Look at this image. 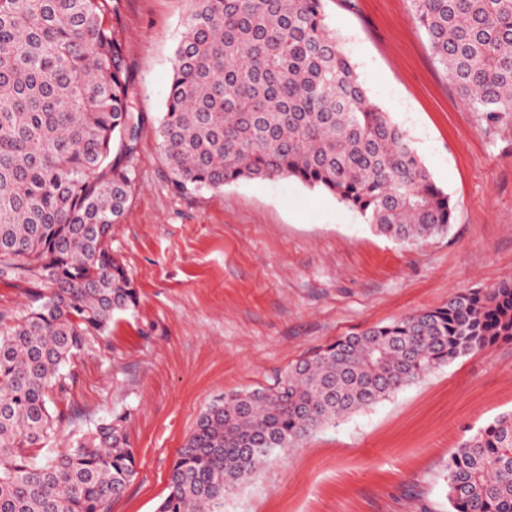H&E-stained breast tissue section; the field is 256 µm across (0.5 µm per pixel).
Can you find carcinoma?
I'll use <instances>...</instances> for the list:
<instances>
[{"label":"carcinoma","instance_id":"cac0c4a2","mask_svg":"<svg viewBox=\"0 0 512 512\" xmlns=\"http://www.w3.org/2000/svg\"><path fill=\"white\" fill-rule=\"evenodd\" d=\"M411 6L464 104L512 112V0ZM116 11L117 0H0V278L53 286L25 313H0V512H108L137 473L120 415L38 461L67 418L62 369L137 304L111 248L139 130ZM181 27L157 127L180 189L293 178L399 243L448 232V195L368 95L324 0H189ZM500 342H512V281L340 336L274 385L208 407L158 512H224V491L276 451ZM447 472L450 512H512V412L464 440Z\"/></svg>","mask_w":512,"mask_h":512}]
</instances>
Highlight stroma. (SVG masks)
I'll use <instances>...</instances> for the list:
<instances>
[{"instance_id": "stroma-1", "label": "stroma", "mask_w": 512, "mask_h": 512, "mask_svg": "<svg viewBox=\"0 0 512 512\" xmlns=\"http://www.w3.org/2000/svg\"><path fill=\"white\" fill-rule=\"evenodd\" d=\"M187 0H119L140 133L136 184L112 253L139 290L66 371L52 459L123 416L136 476L109 512H157L201 414L273 383L343 334L512 281V114L469 111L434 60L410 0H326V22L370 97L410 136L449 197L446 235L401 245L292 178L177 190L157 137ZM512 410V343L436 368L390 399L273 454L224 512H448L449 456Z\"/></svg>"}]
</instances>
